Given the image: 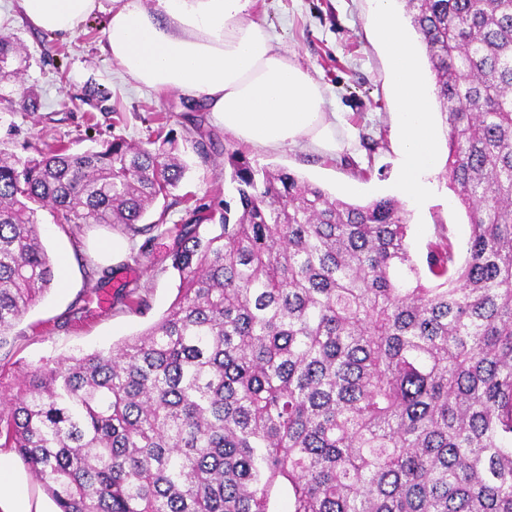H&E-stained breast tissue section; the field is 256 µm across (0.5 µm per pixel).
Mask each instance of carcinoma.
I'll use <instances>...</instances> for the list:
<instances>
[{
    "mask_svg": "<svg viewBox=\"0 0 512 512\" xmlns=\"http://www.w3.org/2000/svg\"><path fill=\"white\" fill-rule=\"evenodd\" d=\"M469 218L425 261L393 197L228 155L169 246L177 295L108 349L27 369L0 411L55 512H512V0H404ZM25 63L0 36V74ZM186 166L122 138L0 153V350L57 224H139Z\"/></svg>",
    "mask_w": 512,
    "mask_h": 512,
    "instance_id": "obj_1",
    "label": "carcinoma"
}]
</instances>
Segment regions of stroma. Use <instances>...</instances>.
<instances>
[{
  "mask_svg": "<svg viewBox=\"0 0 512 512\" xmlns=\"http://www.w3.org/2000/svg\"><path fill=\"white\" fill-rule=\"evenodd\" d=\"M122 2L103 0V10L65 41L23 23L15 0H0V35L13 37L30 56L29 68L0 85V93L16 105L15 111H0V152L24 157L60 142L83 150L93 140L115 137L144 145L156 130L188 165L179 187L150 211V230L135 235L106 224L74 232L55 223L50 209L39 211L41 239L57 264V277L11 332L10 353L0 360V392L7 395L27 368L112 347L160 318L179 283L167 257L174 228L190 220L196 205L229 193L224 181L229 153L239 152L257 166L288 169L354 204L391 195L398 174L395 107L369 0H257L251 14L323 85L328 111L341 114L347 135L333 153L302 146L256 150L225 132L199 103L176 92L140 88L102 50L109 12ZM93 87L106 93L107 103L87 102ZM30 91L40 101L34 111L20 106ZM435 183L426 202L407 207L409 244L419 259L439 230L459 248L469 232L464 208L448 203L452 192L445 174H437ZM109 240L124 242L125 248L111 262H99L96 248ZM129 293L143 298L140 310L127 307ZM0 461L8 465L13 487L0 497V512H54L14 449L0 448Z\"/></svg>",
  "mask_w": 512,
  "mask_h": 512,
  "instance_id": "1",
  "label": "stroma"
}]
</instances>
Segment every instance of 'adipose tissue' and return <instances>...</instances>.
Returning a JSON list of instances; mask_svg holds the SVG:
<instances>
[{
    "instance_id": "1",
    "label": "adipose tissue",
    "mask_w": 512,
    "mask_h": 512,
    "mask_svg": "<svg viewBox=\"0 0 512 512\" xmlns=\"http://www.w3.org/2000/svg\"><path fill=\"white\" fill-rule=\"evenodd\" d=\"M396 107L401 168L396 190L411 201L432 191L440 136L426 96L421 58L394 0H371ZM252 0H126L111 12L104 50L138 85L204 99L226 132L258 148L306 145L339 149L340 113L326 109V91L292 61L275 36L249 19ZM30 27L73 36L102 8L101 0H17Z\"/></svg>"
}]
</instances>
